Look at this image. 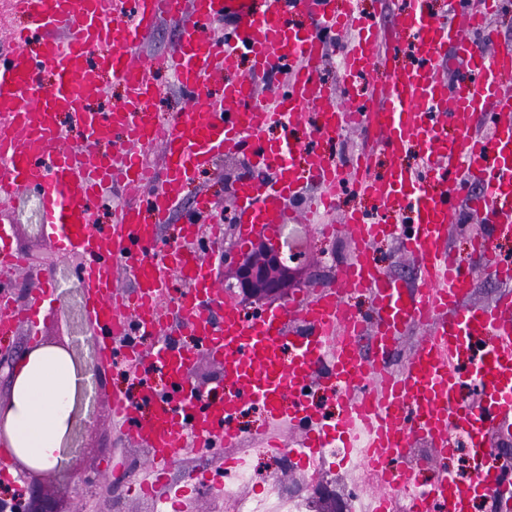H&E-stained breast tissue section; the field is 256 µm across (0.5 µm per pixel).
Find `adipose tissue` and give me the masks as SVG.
Returning <instances> with one entry per match:
<instances>
[{"label":"adipose tissue","instance_id":"1","mask_svg":"<svg viewBox=\"0 0 512 512\" xmlns=\"http://www.w3.org/2000/svg\"><path fill=\"white\" fill-rule=\"evenodd\" d=\"M8 417L7 444L45 467L56 466L58 440L66 427L67 401L77 378L67 357L36 349L18 363Z\"/></svg>","mask_w":512,"mask_h":512}]
</instances>
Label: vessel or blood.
<instances>
[{"mask_svg": "<svg viewBox=\"0 0 512 512\" xmlns=\"http://www.w3.org/2000/svg\"><path fill=\"white\" fill-rule=\"evenodd\" d=\"M500 4L448 0V16L439 19L428 0H401L382 40L374 20L338 17L334 0H263L259 8L254 0H8L9 11L31 23L0 43V223H18L13 201L38 197L55 246L85 255L80 286L98 329V367L111 366L113 340L129 335L185 327L197 339L192 349L167 340L157 349L154 362L165 389L146 381L138 398H113L115 422L135 425L151 459L154 479L140 484V495H155L187 443L212 452L240 447L245 435L236 416L256 401L267 426L253 436L268 447L281 449L271 427L288 420L304 428L297 450L302 458L333 440L359 449L377 481L375 512H391L399 496L409 498L411 512H470L477 499L490 512H512V477L503 470L478 465L465 483L443 470L418 493L415 476L395 467L415 438L442 456L453 452L452 432L468 435L482 454L489 437L512 439V293L486 306L469 303L470 274L445 247L453 202L466 182L482 187L470 201L481 222L512 234V85L504 81L512 75V48L495 46L488 22ZM297 12L312 16L313 30L292 24ZM460 15L466 28L452 23ZM163 16L177 28L176 46L160 59L143 57L141 46ZM228 18L233 40L224 45L214 41L212 26ZM348 27L356 35L344 50L345 80L381 57L390 82L340 102L318 72L327 39ZM452 48L468 77L451 85L440 68ZM404 54L411 57L405 66ZM243 55L253 61L251 72L223 82ZM159 60L178 74L190 99L188 111L168 127L146 118L158 93L153 74ZM96 68L125 85L123 103L95 108L104 96L92 76ZM48 69L56 75L50 86L41 80ZM274 71L287 73L286 84L257 94V81ZM485 121L493 128L488 138L472 130ZM449 125L459 128V136L444 135ZM272 127L284 138L267 139ZM297 127L320 140L353 127L372 138L344 176L318 147L301 148L287 138ZM154 144L164 149L158 167L141 160L142 148ZM416 146L422 149L418 172L399 160ZM378 151L392 158L381 176L368 165ZM224 156L245 158L258 171L233 188L243 233L292 219L289 201L310 184L318 188L316 202L329 209L343 189L356 187L373 197L384 218L347 216L357 248L335 284L300 294L268 316L243 317L225 302L208 263L184 246H167L161 234L183 204L185 185ZM129 185L149 187L145 201L123 205L113 223H95L93 208L103 194ZM212 209L205 197L193 203L183 225L185 242L196 238ZM400 224L411 227L403 247L420 268L421 287L414 293L383 274L370 256L372 242ZM474 251L500 280L512 281V264L492 253L490 239H477ZM26 263L1 232L0 325L34 328L53 303L48 280L31 290L25 309L7 298L5 283ZM119 266L133 282L132 295L115 287ZM174 275L192 288L168 307L161 297ZM347 289L371 295L374 322L361 320L345 302ZM414 324L424 326L426 336L399 369H391V352ZM201 353L221 367L230 386L223 398L196 391L191 381ZM466 372L480 379L484 400L464 395ZM315 383L339 392L336 420L308 405L306 391Z\"/></svg>", "mask_w": 512, "mask_h": 512, "instance_id": "b4317fda", "label": "vessel or blood"}]
</instances>
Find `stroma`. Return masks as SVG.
Wrapping results in <instances>:
<instances>
[{
  "mask_svg": "<svg viewBox=\"0 0 512 512\" xmlns=\"http://www.w3.org/2000/svg\"><path fill=\"white\" fill-rule=\"evenodd\" d=\"M252 169L242 158H226L213 167L201 171L184 193L185 204H192L197 196L212 198L216 209L234 207L233 188ZM479 185H471L467 197L455 203V218L448 226V245L468 265L472 278L469 301L475 305L494 302L502 290L501 283L485 266L483 260L474 258L472 243L475 239L489 235L488 225L482 224L467 204L468 196L479 193ZM374 204L367 196L357 192L341 195L336 210L327 215V223L336 225L331 238H323L321 231H314L310 241V273L307 284L331 280L339 267L347 263L355 249L352 232L343 225L342 218L350 211H373ZM14 243L29 256V264L14 280L17 302H24L32 288L50 278L54 271L65 268L76 271L83 259L80 255L64 253L50 248L45 238L36 236L27 221L9 230ZM376 266L384 273L398 279L408 287L419 283L418 263L407 254L397 239H383L371 247ZM56 307L49 311L38 327V338H29L26 329H17L11 334H0V404L6 403L12 393L13 382L10 371L22 357L32 349L44 346L57 348L72 346L85 352L97 351L98 346L90 337L81 333V321L69 309L71 299L55 294ZM91 415L84 425L77 450L68 455L65 463L76 472L75 482L58 484L53 469H46L42 481L54 500L64 501L69 512H153L151 501L129 497L121 481L111 479L102 470V464L112 457H123L129 475L137 476L149 469V462L135 436L133 426H116L112 423V394L120 389L137 394L138 388L126 376L121 356H114L108 369L90 372ZM247 466L257 480L276 476L282 490L299 491L302 486V465L293 458L277 459L266 456H251Z\"/></svg>",
  "mask_w": 512,
  "mask_h": 512,
  "instance_id": "stroma-1",
  "label": "stroma"
}]
</instances>
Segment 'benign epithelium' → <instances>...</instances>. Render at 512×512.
I'll list each match as a JSON object with an SVG mask.
<instances>
[{"label": "benign epithelium", "instance_id": "7a95c632", "mask_svg": "<svg viewBox=\"0 0 512 512\" xmlns=\"http://www.w3.org/2000/svg\"><path fill=\"white\" fill-rule=\"evenodd\" d=\"M224 276L221 288L224 300L239 306L272 307L288 297L285 285L293 283L296 275L307 265V248L312 233L310 224H291L278 236L266 233L265 228H256V233L246 246L238 245L234 231L237 227L232 211L224 209ZM71 366L78 379L66 429L60 443V454L65 455L73 447L80 433L82 412L88 398L83 381L90 364L83 355L66 350ZM13 463L25 478L28 507L26 512H51L46 505L43 485L38 478L37 463L22 460L13 455Z\"/></svg>", "mask_w": 512, "mask_h": 512}]
</instances>
